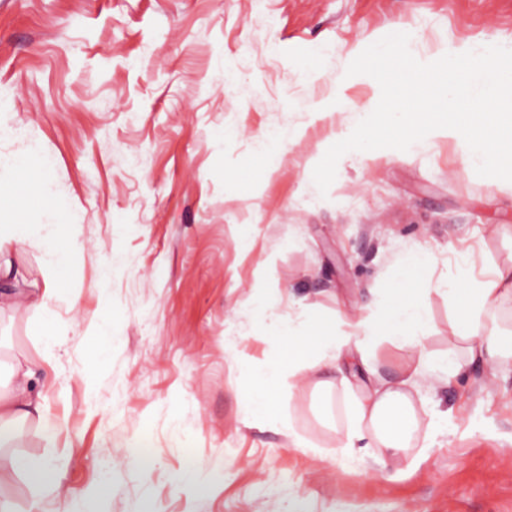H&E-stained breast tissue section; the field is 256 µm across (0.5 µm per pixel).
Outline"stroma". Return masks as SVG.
Returning <instances> with one entry per match:
<instances>
[{"label":"stroma","mask_w":512,"mask_h":512,"mask_svg":"<svg viewBox=\"0 0 512 512\" xmlns=\"http://www.w3.org/2000/svg\"><path fill=\"white\" fill-rule=\"evenodd\" d=\"M399 24L424 55L512 48V0H0V160L47 159L19 177L44 185L29 221L84 245L54 303L77 324L34 378L47 421L10 446L57 465L73 512H90L91 490L107 512H512V362L489 386L478 365L418 380L419 409L448 425L416 436L400 467L342 447L360 385L312 352L322 395L287 378L280 397L307 448L242 421L253 367L288 356L254 302L347 332L422 244L438 258L426 331L444 351L449 246L478 271L512 266V191L447 138L400 157L349 152L327 194L313 182L352 123L312 112L347 68L335 47ZM289 127L302 137L267 170L259 141ZM39 326L34 311H0L1 381L37 359Z\"/></svg>","instance_id":"obj_1"}]
</instances>
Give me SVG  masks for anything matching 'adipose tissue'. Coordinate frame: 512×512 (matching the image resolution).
Returning <instances> with one entry per match:
<instances>
[{"label": "adipose tissue", "mask_w": 512, "mask_h": 512, "mask_svg": "<svg viewBox=\"0 0 512 512\" xmlns=\"http://www.w3.org/2000/svg\"><path fill=\"white\" fill-rule=\"evenodd\" d=\"M46 230L49 243L45 283L40 288H23L19 286L8 259L9 254L21 246L22 240L16 225L0 224V310L24 309L40 313L46 324L43 339L46 344L53 345L61 333L59 316L51 305L61 289L58 271L77 255L81 245L75 240L57 245V225H47ZM432 262V254L421 245L400 258L395 286L381 304L382 318L358 319L348 334H319L312 322H289L284 328L289 359L284 363L268 361L255 369L252 377L254 398L245 404L244 420L262 419L269 427L289 432L292 447H305V440L292 433L291 425L278 405L285 365H296L301 355L313 346L320 359L335 365L337 374H344L352 359L358 360L371 373L375 366L366 343L379 336L397 348L408 349L406 370L403 378L396 382L362 386L356 405L361 426L353 436L347 437L345 445L351 448L355 443H366L367 447L377 450L382 464L401 465L416 433L432 432L445 423L444 417L424 418L417 413L411 392L417 377L435 366L445 369L448 378L452 379L475 362L494 371L512 361V330L507 328L501 314L502 300L512 295V267L494 269L482 278L463 268L448 281L449 296L463 297L469 315L467 319L451 321L452 335L457 343L438 355L431 350L425 332L429 311L421 299L420 290ZM33 380L31 366L12 365L8 389L0 391V439L21 423L44 424L47 417L45 397L35 389ZM19 480L54 495L61 503L69 501V494L63 490L55 471L42 459L29 454L0 455V512H13L4 491Z\"/></svg>", "instance_id": "ef3b65f1"}]
</instances>
